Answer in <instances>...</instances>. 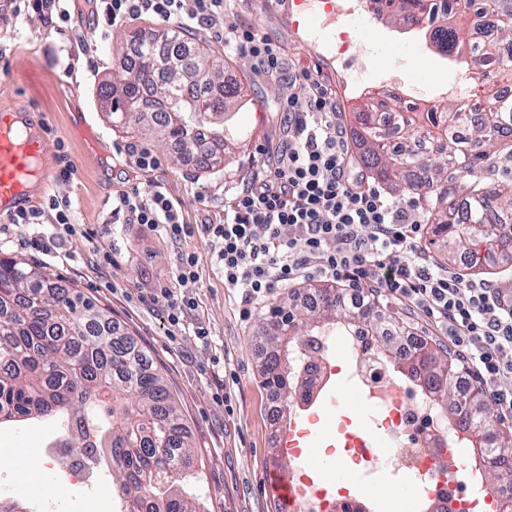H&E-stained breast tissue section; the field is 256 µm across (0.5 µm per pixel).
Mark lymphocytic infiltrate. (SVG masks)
Returning a JSON list of instances; mask_svg holds the SVG:
<instances>
[{
    "mask_svg": "<svg viewBox=\"0 0 512 512\" xmlns=\"http://www.w3.org/2000/svg\"><path fill=\"white\" fill-rule=\"evenodd\" d=\"M84 2L105 31L143 17L188 31L212 25L224 12V0ZM224 46L255 58L265 71L282 66L279 49L253 30L225 24ZM288 75L302 83L303 92L277 104L285 137L272 165L225 199L222 222L201 227L217 250L225 287L246 289L247 300H263L318 276L359 283L360 305L376 296L419 310L444 332L468 376L491 390L493 414L511 419L512 389L497 383L512 374V293L435 266L420 245L418 199L392 200L354 172L349 133L332 91L308 69ZM112 209L129 223L163 228L174 240L188 233L172 200L159 190L147 197L120 191ZM196 265L195 255L178 254V287L197 282ZM177 289L158 294L174 321L193 304Z\"/></svg>",
    "mask_w": 512,
    "mask_h": 512,
    "instance_id": "lymphocytic-infiltrate-1",
    "label": "lymphocytic infiltrate"
}]
</instances>
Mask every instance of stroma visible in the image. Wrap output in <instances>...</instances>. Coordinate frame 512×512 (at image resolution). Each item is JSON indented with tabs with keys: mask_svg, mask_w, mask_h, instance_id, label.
<instances>
[{
	"mask_svg": "<svg viewBox=\"0 0 512 512\" xmlns=\"http://www.w3.org/2000/svg\"><path fill=\"white\" fill-rule=\"evenodd\" d=\"M229 20L253 28L280 48L285 62L308 68L332 90L347 128H354L352 99L358 85L379 92L399 87L416 93L419 111L445 103L449 84L473 83L475 75L439 52L424 32L370 14L358 20L371 35L353 33L347 18L330 26L328 44L350 43L346 69L320 50L305 47L293 26L277 10L261 13L251 0H226ZM13 0H0V111L23 113L40 125L51 142L43 166L57 171V155L66 152L76 165L70 180H52L34 188L27 224L0 221V256L37 263L48 273L73 284L106 309L114 323L129 332L163 373L186 422L194 458L187 484L197 491L207 512H276L262 477L275 464L274 441L283 422L308 415V408L290 404L283 421H276L270 393L258 374L262 350V318L269 300L242 304V293L225 288L216 254L201 233L175 243L158 228L128 223L112 211L117 191L136 187L147 196L163 190L177 202L185 223L215 224L224 218V200L251 175L272 164V151L284 135L276 110L280 99L301 94V83L287 75L271 77L257 69L249 56L225 50L211 31L191 34L206 42L227 65V76L244 83L240 109L225 118L234 146L223 170L201 173L192 164L176 165L171 151L156 139L129 134L115 127L101 105L99 84L112 77L121 60L118 51L124 27L101 33L94 18L75 11L64 27L39 15L17 19ZM133 143L159 158L150 173L128 168L120 149ZM512 182V154L497 146L482 148L467 168L454 172L448 190L461 195L475 182ZM66 202L75 224L74 236L60 234L50 199ZM195 253L199 280L187 292L197 305L179 324H171L158 288L175 283L178 252ZM203 324L207 340L193 329ZM59 418H34L0 424V496L28 502L31 483L15 481L6 468L18 451L34 463L45 464V451L69 438ZM68 512H118L120 499L112 494V470L103 465L73 483L67 462L51 467L47 494L40 512H54L58 502ZM367 512H416L413 495L404 494L388 471L373 473L367 489Z\"/></svg>",
	"mask_w": 512,
	"mask_h": 512,
	"instance_id": "stroma-1",
	"label": "stroma"
}]
</instances>
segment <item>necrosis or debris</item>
<instances>
[{"label":"necrosis or debris","mask_w":512,"mask_h":512,"mask_svg":"<svg viewBox=\"0 0 512 512\" xmlns=\"http://www.w3.org/2000/svg\"><path fill=\"white\" fill-rule=\"evenodd\" d=\"M299 351L303 360L315 363L311 394H319L324 380L335 375L355 388L381 393L377 422L392 450L378 464L412 486L419 512H472L481 493L467 473L456 474L439 495L431 493L436 472L448 466L444 448L461 437L433 399L410 384L401 386L397 398L386 397L393 384L390 370L356 333L305 336Z\"/></svg>","instance_id":"1"}]
</instances>
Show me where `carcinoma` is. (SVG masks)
I'll return each instance as SVG.
<instances>
[{"instance_id":"carcinoma-1","label":"carcinoma","mask_w":512,"mask_h":512,"mask_svg":"<svg viewBox=\"0 0 512 512\" xmlns=\"http://www.w3.org/2000/svg\"><path fill=\"white\" fill-rule=\"evenodd\" d=\"M388 19L404 26L427 25L432 41L450 56L468 40L467 59L495 67L496 78L512 80V62L503 63L495 46L479 42L478 31L492 28L512 40V0H454L455 8L438 16L431 0H388ZM127 40L134 58L124 60L117 78L100 85L99 98L115 126L126 131L151 128L177 157L197 155L196 169L224 166V122L208 119L240 105L241 83L224 81L226 65L203 45L188 46L180 31L169 27L136 28ZM488 106L476 118L468 103L457 99L440 113H406L402 141L395 144L372 113L358 112L360 162L399 195L423 191L432 224L428 251L437 264L459 256L469 268L481 266L486 247L512 257V186L478 183L462 199L448 192V170L468 162L476 147L496 141L512 143V99L493 89ZM420 139L439 143L435 154L416 151ZM321 285L314 296L321 307L302 309L283 301L269 307L265 325L272 350L259 367L263 385L284 399L295 391L302 373L300 337L329 329H348L369 337L382 358L416 383L465 434L466 446L484 444L493 417L481 389L461 382V367L420 341L412 349L397 345L405 335L390 334L377 303L346 307L325 298ZM103 309L73 286L61 283L36 265L0 258V417L25 421L59 416L75 425V443L95 448L89 430L109 448L113 482L122 493L123 512H205L197 495L177 489L191 464L192 443L183 415L163 374L128 337L109 329ZM294 339L282 345L281 336ZM469 404L460 417L456 399ZM512 455V433L501 445L483 448L480 476L497 477V460Z\"/></svg>"}]
</instances>
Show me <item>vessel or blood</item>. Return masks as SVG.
Masks as SVG:
<instances>
[{
  "mask_svg": "<svg viewBox=\"0 0 512 512\" xmlns=\"http://www.w3.org/2000/svg\"><path fill=\"white\" fill-rule=\"evenodd\" d=\"M295 4L303 27L316 25L318 18L311 12V0H254L257 10L266 11L273 5ZM50 149L44 131L33 132L17 122L14 113H0V218H9L29 205V186L33 181L48 183V173L41 162ZM378 396L364 393L356 409L348 407V393L339 384H332L322 397L319 410L308 418V427L289 423L279 433L280 452L295 461V468H274L263 477L264 487L277 512H296L300 487H307L311 497L331 499L336 484L325 476L323 467L313 465L316 449L337 446L345 449V457L336 462L337 473L349 470L350 460L371 463L383 452V439L363 421L364 412L373 408ZM342 418L338 426L327 422L328 416Z\"/></svg>",
  "mask_w": 512,
  "mask_h": 512,
  "instance_id": "vessel-or-blood-1",
  "label": "vessel or blood"
}]
</instances>
